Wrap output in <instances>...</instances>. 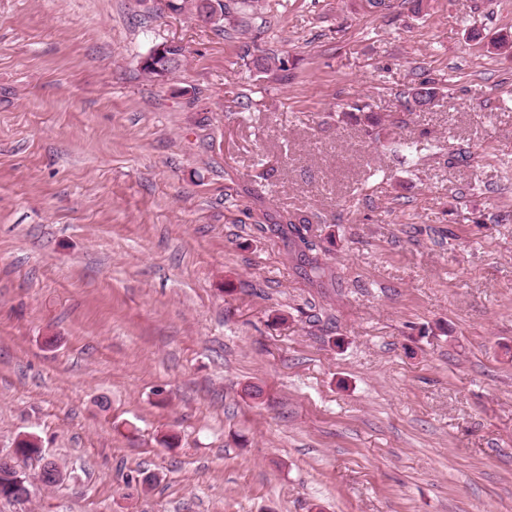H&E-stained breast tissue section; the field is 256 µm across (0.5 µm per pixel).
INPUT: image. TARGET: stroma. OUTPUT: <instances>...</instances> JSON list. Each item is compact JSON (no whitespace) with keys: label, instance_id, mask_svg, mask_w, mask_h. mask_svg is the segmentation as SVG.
<instances>
[{"label":"stroma","instance_id":"1","mask_svg":"<svg viewBox=\"0 0 512 512\" xmlns=\"http://www.w3.org/2000/svg\"><path fill=\"white\" fill-rule=\"evenodd\" d=\"M260 5L0 0V512H512V0ZM249 44H245L240 54V59L250 71L258 73L256 79L266 78L268 75L279 79H287L288 66L284 58L270 56L268 54L252 53ZM282 73V74H281ZM15 453L20 459H23V462L39 457L41 455V447L38 444V439L27 437L19 441L15 452L13 450V452L8 455L0 456V466L6 464L15 468Z\"/></svg>","mask_w":512,"mask_h":512}]
</instances>
